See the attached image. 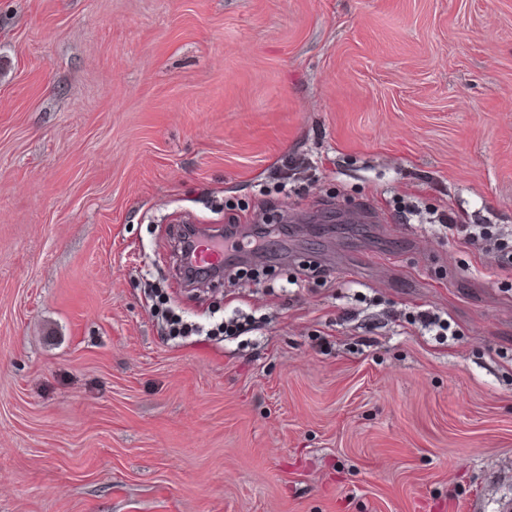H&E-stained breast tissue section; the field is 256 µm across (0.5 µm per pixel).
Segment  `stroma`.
Here are the masks:
<instances>
[{"instance_id":"1","label":"stroma","mask_w":512,"mask_h":512,"mask_svg":"<svg viewBox=\"0 0 512 512\" xmlns=\"http://www.w3.org/2000/svg\"><path fill=\"white\" fill-rule=\"evenodd\" d=\"M284 213L183 280V222ZM456 224L512 242V0H0V512H512Z\"/></svg>"}]
</instances>
